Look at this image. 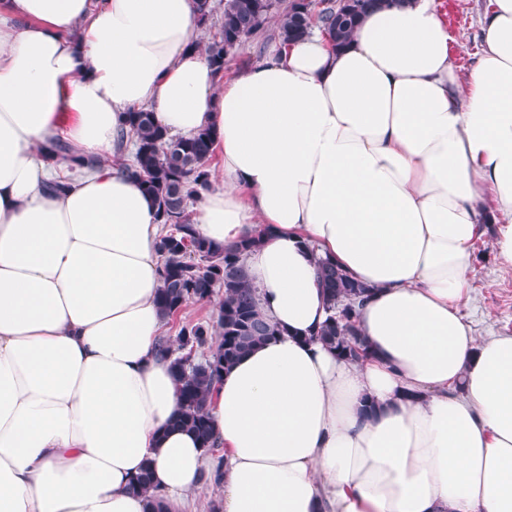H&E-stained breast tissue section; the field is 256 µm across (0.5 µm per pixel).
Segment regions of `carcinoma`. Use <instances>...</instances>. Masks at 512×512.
I'll list each match as a JSON object with an SVG mask.
<instances>
[{
  "instance_id": "carcinoma-1",
  "label": "carcinoma",
  "mask_w": 512,
  "mask_h": 512,
  "mask_svg": "<svg viewBox=\"0 0 512 512\" xmlns=\"http://www.w3.org/2000/svg\"><path fill=\"white\" fill-rule=\"evenodd\" d=\"M377 0H291L278 19L284 45L324 32L333 45L349 43L362 17ZM276 0H224L219 31L204 51L216 74L224 75L236 49L257 35L274 10ZM133 140L135 151L123 167L139 179L155 205L162 224L158 251L163 257L161 288L156 304L167 318L178 316L190 301L208 302L224 289L216 320L180 328L176 340L165 336L159 354L168 359L181 406L174 425L194 434L205 449L216 447L207 413L210 391L223 372L254 347L275 336L277 329L258 308L256 289L245 264L246 254L258 238L217 245L193 233L189 205L210 187L209 160L214 138L208 128L191 136H172L155 120L154 113L138 109L126 113L117 134V146ZM318 274L331 315L314 338L347 360L367 355L369 344L358 322V311L369 291L328 259L318 260ZM209 347L207 358L194 363L179 354Z\"/></svg>"
}]
</instances>
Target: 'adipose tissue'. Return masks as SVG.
I'll use <instances>...</instances> for the list:
<instances>
[{
    "instance_id": "obj_1",
    "label": "adipose tissue",
    "mask_w": 512,
    "mask_h": 512,
    "mask_svg": "<svg viewBox=\"0 0 512 512\" xmlns=\"http://www.w3.org/2000/svg\"><path fill=\"white\" fill-rule=\"evenodd\" d=\"M200 36L194 0H0V512H187L209 466L172 424L155 209L109 161L144 106L213 132L192 227L259 235L246 265L278 328L208 399L221 512H512V336L460 312L485 225L512 269V0L464 79L434 0L227 79ZM59 138L102 164L52 193ZM325 258L372 290L356 362L310 339Z\"/></svg>"
}]
</instances>
